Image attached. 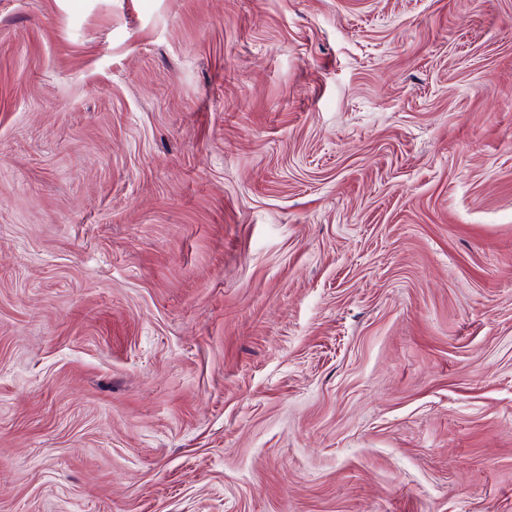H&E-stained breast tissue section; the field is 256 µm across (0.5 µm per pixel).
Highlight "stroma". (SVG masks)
<instances>
[{"label": "stroma", "instance_id": "obj_1", "mask_svg": "<svg viewBox=\"0 0 512 512\" xmlns=\"http://www.w3.org/2000/svg\"><path fill=\"white\" fill-rule=\"evenodd\" d=\"M0 512H512V0H0Z\"/></svg>", "mask_w": 512, "mask_h": 512}]
</instances>
